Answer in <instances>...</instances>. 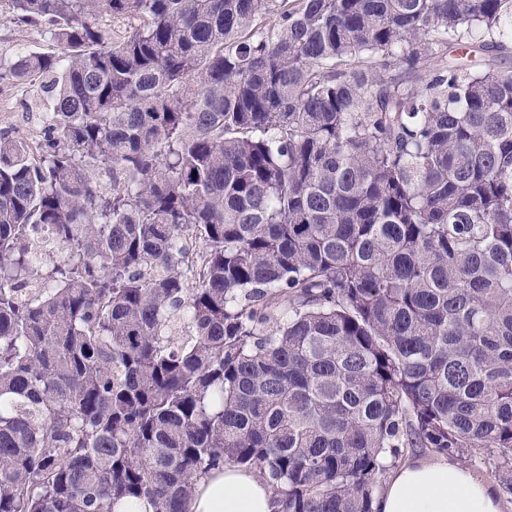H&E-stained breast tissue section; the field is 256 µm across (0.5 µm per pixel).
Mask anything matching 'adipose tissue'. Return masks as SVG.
I'll return each instance as SVG.
<instances>
[{"label":"adipose tissue","instance_id":"obj_1","mask_svg":"<svg viewBox=\"0 0 512 512\" xmlns=\"http://www.w3.org/2000/svg\"><path fill=\"white\" fill-rule=\"evenodd\" d=\"M188 512H277L275 494L252 472L227 466L197 479ZM375 512H502L498 489L453 455L409 461L389 471Z\"/></svg>","mask_w":512,"mask_h":512}]
</instances>
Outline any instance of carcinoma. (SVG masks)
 Here are the masks:
<instances>
[{
  "label": "carcinoma",
  "instance_id": "obj_1",
  "mask_svg": "<svg viewBox=\"0 0 512 512\" xmlns=\"http://www.w3.org/2000/svg\"><path fill=\"white\" fill-rule=\"evenodd\" d=\"M1 8L61 53L0 59L52 97L0 132V512H187L226 465L374 512L405 448L512 496V0Z\"/></svg>",
  "mask_w": 512,
  "mask_h": 512
}]
</instances>
